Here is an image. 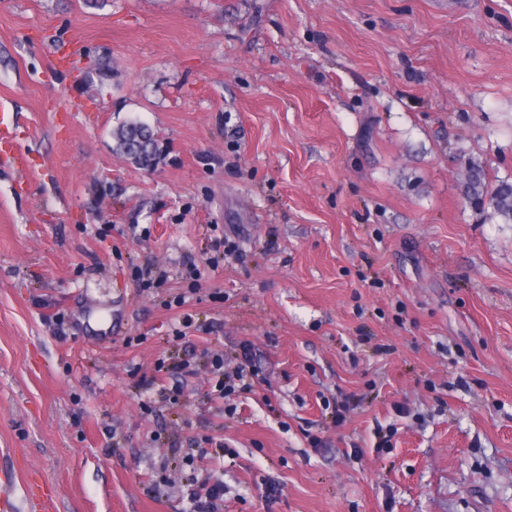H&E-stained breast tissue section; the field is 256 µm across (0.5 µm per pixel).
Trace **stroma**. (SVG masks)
I'll return each mask as SVG.
<instances>
[{"label":"stroma","mask_w":512,"mask_h":512,"mask_svg":"<svg viewBox=\"0 0 512 512\" xmlns=\"http://www.w3.org/2000/svg\"><path fill=\"white\" fill-rule=\"evenodd\" d=\"M0 110V471L55 512L216 469L222 512H512V224L463 192L512 182V0H0ZM115 149L136 165L149 168L156 165L160 155L157 135L147 124L138 120L122 123L112 134ZM251 346H243V362L237 367L233 374L224 372V359L217 358L212 364V374L215 384L213 385V392L219 399H224L230 394L235 392V380L242 382L239 387L241 390H252L253 384L251 382L245 383L246 378L253 380V377H257L258 373L252 368L251 362ZM252 368V369H251Z\"/></svg>","instance_id":"stroma-1"}]
</instances>
